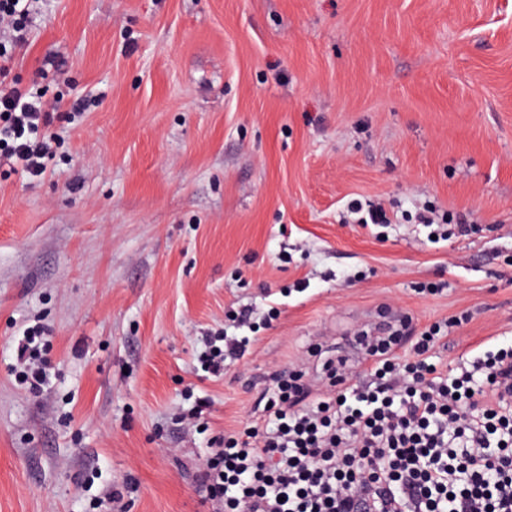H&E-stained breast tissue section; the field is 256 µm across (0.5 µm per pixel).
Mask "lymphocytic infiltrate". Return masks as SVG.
Segmentation results:
<instances>
[{"instance_id": "obj_1", "label": "lymphocytic infiltrate", "mask_w": 512, "mask_h": 512, "mask_svg": "<svg viewBox=\"0 0 512 512\" xmlns=\"http://www.w3.org/2000/svg\"><path fill=\"white\" fill-rule=\"evenodd\" d=\"M0 51V160L44 175L53 143L50 108L9 80ZM462 314L415 331L411 320L367 344L372 382L331 368L336 391L315 404L305 374L274 377L266 425L226 434L202 466L208 501L224 512H512V346L444 372L429 352L468 323ZM413 351L397 356L403 339ZM249 337H203L199 361L213 376L242 358Z\"/></svg>"}]
</instances>
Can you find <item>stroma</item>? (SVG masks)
Listing matches in <instances>:
<instances>
[{
	"label": "stroma",
	"instance_id": "stroma-1",
	"mask_svg": "<svg viewBox=\"0 0 512 512\" xmlns=\"http://www.w3.org/2000/svg\"><path fill=\"white\" fill-rule=\"evenodd\" d=\"M13 52L56 110L43 177L0 165V512H214L202 462L275 371L326 394L405 315L470 314L451 370L512 344V0H35ZM427 203L474 233L428 240ZM348 211L352 215H357L353 221L357 224H389L390 219L387 213L380 205L371 206L365 209L362 202L354 200L348 207ZM37 337L40 336H37L35 331L29 330L28 332H24L22 338L18 339L16 348L18 362L27 364L28 361V365H30L35 364V361H39L42 365V360L39 358V352L41 350L38 351L37 345L34 344ZM248 336H224V332H215L214 335L202 336V349L199 352V361L205 371L215 377L224 373L227 360L242 358L250 345Z\"/></svg>",
	"mask_w": 512,
	"mask_h": 512
}]
</instances>
